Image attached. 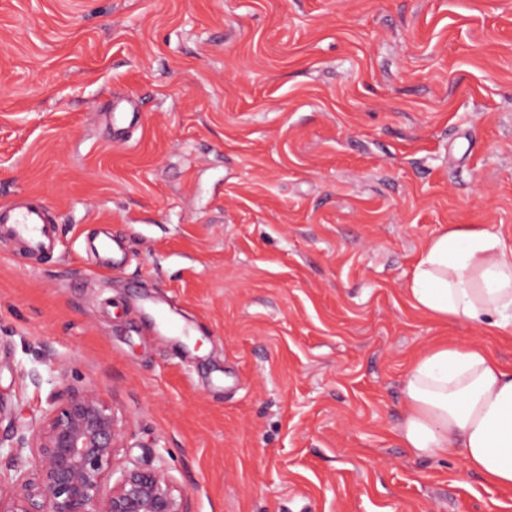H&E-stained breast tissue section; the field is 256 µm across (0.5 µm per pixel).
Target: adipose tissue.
<instances>
[{"label": "adipose tissue", "mask_w": 512, "mask_h": 512, "mask_svg": "<svg viewBox=\"0 0 512 512\" xmlns=\"http://www.w3.org/2000/svg\"><path fill=\"white\" fill-rule=\"evenodd\" d=\"M413 307L512 333V242L489 227H450L421 250ZM399 437L421 457L457 456L493 486L512 487V367L478 346L424 348L404 378Z\"/></svg>", "instance_id": "adipose-tissue-1"}]
</instances>
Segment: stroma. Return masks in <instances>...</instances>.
I'll return each mask as SVG.
<instances>
[{
	"instance_id": "obj_1",
	"label": "stroma",
	"mask_w": 512,
	"mask_h": 512,
	"mask_svg": "<svg viewBox=\"0 0 512 512\" xmlns=\"http://www.w3.org/2000/svg\"><path fill=\"white\" fill-rule=\"evenodd\" d=\"M30 194L59 246L0 243L18 424L59 368L191 512H512L397 437L427 344L512 366L406 293L443 228L512 240V0H0V202Z\"/></svg>"
}]
</instances>
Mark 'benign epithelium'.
I'll return each mask as SVG.
<instances>
[{
	"mask_svg": "<svg viewBox=\"0 0 512 512\" xmlns=\"http://www.w3.org/2000/svg\"><path fill=\"white\" fill-rule=\"evenodd\" d=\"M40 424L15 428L0 396V423L8 421L14 458L25 449L33 467L0 474V512H190L188 497L164 469L129 464L121 455L127 420L99 392L76 384L53 390Z\"/></svg>",
	"mask_w": 512,
	"mask_h": 512,
	"instance_id": "benign-epithelium-1",
	"label": "benign epithelium"
}]
</instances>
